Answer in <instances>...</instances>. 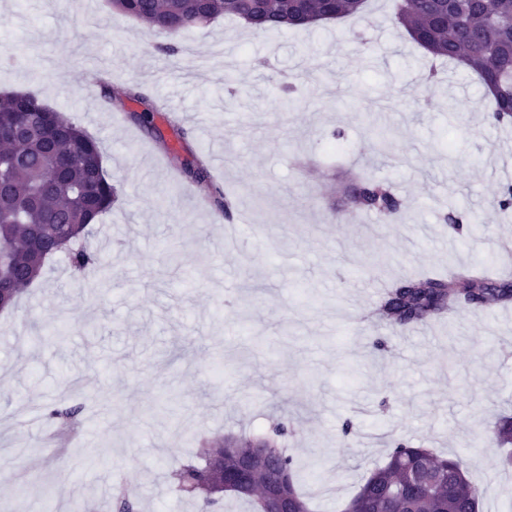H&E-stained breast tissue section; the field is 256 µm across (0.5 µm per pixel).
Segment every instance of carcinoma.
I'll use <instances>...</instances> for the list:
<instances>
[{
    "label": "carcinoma",
    "instance_id": "1",
    "mask_svg": "<svg viewBox=\"0 0 512 512\" xmlns=\"http://www.w3.org/2000/svg\"><path fill=\"white\" fill-rule=\"evenodd\" d=\"M112 10L144 23L149 30L177 35L220 17L243 22L256 34H273L296 28L301 10L331 20L361 16L367 0H108ZM394 23L437 58L462 63L489 86L493 94V118L512 121V0H396ZM15 121L34 128L17 139L0 137V179L9 184L10 196L0 203V251L7 261L0 279L9 288L7 300L16 301L44 271L36 259L34 238L42 248L55 251L60 238L69 241L66 264L84 273L102 263L100 252L88 245L89 221L112 209L115 188L102 169L97 142L70 118L50 108L36 94L0 95V124ZM204 199L224 211L233 222L237 200L212 180L201 158L186 167ZM354 208L393 216L404 201L389 185L370 173L354 179L349 188ZM446 276L416 275L392 283L375 315L394 329L404 330L439 320L454 306L489 309L512 303V278H490L470 268H453ZM81 407L60 405L50 411L59 428L77 424ZM274 436L264 440L268 449L266 469L249 474L256 485L268 482L274 471L286 479L290 512H309L298 489L293 457L278 444L288 435L282 423ZM253 442L235 437L206 440L196 461L176 468L173 477L179 492L213 508L237 492L220 490L213 472L224 467L232 480L249 456ZM355 498L366 512H478L480 491L467 478L459 458L442 456L421 444L398 441L384 465L370 472Z\"/></svg>",
    "mask_w": 512,
    "mask_h": 512
}]
</instances>
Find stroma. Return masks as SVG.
Segmentation results:
<instances>
[{"label":"stroma","mask_w":512,"mask_h":512,"mask_svg":"<svg viewBox=\"0 0 512 512\" xmlns=\"http://www.w3.org/2000/svg\"><path fill=\"white\" fill-rule=\"evenodd\" d=\"M392 14L393 0H368L362 17L275 36L223 18L178 35L207 58L181 73L157 50L168 35L106 0H0V91L37 94L81 125L119 191L91 227L102 267L76 279L57 260L0 312V512H67L77 496L115 512L118 484L140 512H200L172 467L201 435L267 436L279 420L311 512H344L399 439L460 457L479 512L512 507L495 438L512 415V304L406 332L373 315L398 279L512 269V212L497 205L512 169L493 156L512 147V123L492 120L475 74L432 58ZM130 85L150 125L131 119L134 103L113 105ZM337 140L346 152L329 151ZM214 153L226 160L216 183L247 208L231 246L223 212L186 201L197 186L185 164ZM358 171L390 182L405 209L348 208ZM454 208L473 222L452 237L442 216ZM65 395L87 407L54 455L46 409Z\"/></svg>","instance_id":"1"}]
</instances>
